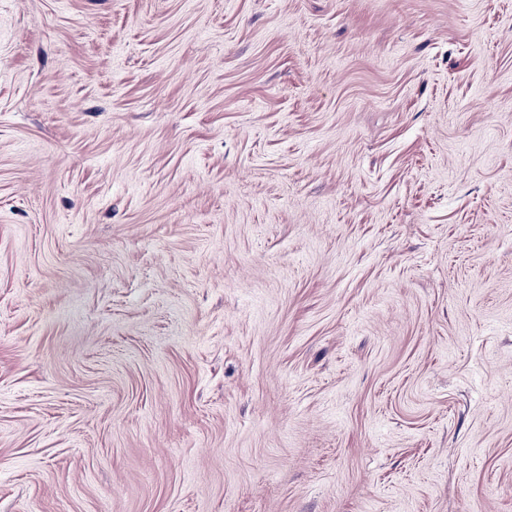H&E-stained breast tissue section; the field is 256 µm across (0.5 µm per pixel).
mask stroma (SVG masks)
Returning a JSON list of instances; mask_svg holds the SVG:
<instances>
[{
    "mask_svg": "<svg viewBox=\"0 0 512 512\" xmlns=\"http://www.w3.org/2000/svg\"><path fill=\"white\" fill-rule=\"evenodd\" d=\"M0 512H512V0H0Z\"/></svg>",
    "mask_w": 512,
    "mask_h": 512,
    "instance_id": "35a3bbf8",
    "label": "stroma"
}]
</instances>
